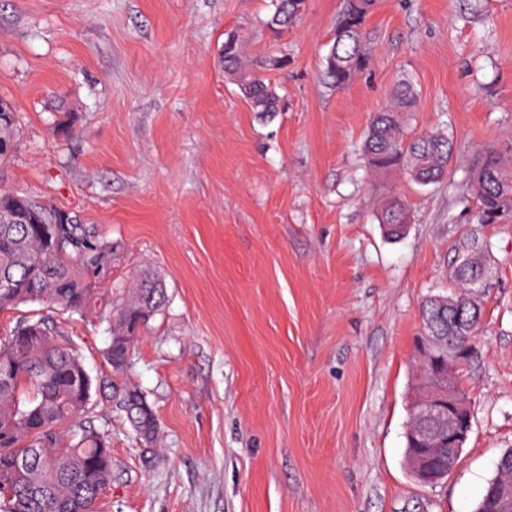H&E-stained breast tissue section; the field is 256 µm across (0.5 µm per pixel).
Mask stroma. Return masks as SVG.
Segmentation results:
<instances>
[{
	"instance_id": "stroma-1",
	"label": "stroma",
	"mask_w": 512,
	"mask_h": 512,
	"mask_svg": "<svg viewBox=\"0 0 512 512\" xmlns=\"http://www.w3.org/2000/svg\"><path fill=\"white\" fill-rule=\"evenodd\" d=\"M341 6L306 0L275 35L271 0H0V98L19 129L0 189L79 212L118 241L117 274L148 266L168 288L130 376L160 422L152 454L93 403L112 440L99 512H475L512 448V222L480 223L468 185L476 149L512 159V0H381L371 63L336 90ZM231 33L249 58L287 53L264 73L279 112L225 75ZM404 80L406 131L454 142L442 184L372 173L362 154ZM392 197L398 239L378 219ZM473 251L489 282L460 371L472 431L425 484L405 452L420 306ZM39 313L103 371L96 312ZM407 213L403 203L397 199L385 201L380 208V224H385L387 236L399 238L404 234L403 224H406Z\"/></svg>"
}]
</instances>
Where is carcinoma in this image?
<instances>
[{
    "instance_id": "obj_1",
    "label": "carcinoma",
    "mask_w": 512,
    "mask_h": 512,
    "mask_svg": "<svg viewBox=\"0 0 512 512\" xmlns=\"http://www.w3.org/2000/svg\"><path fill=\"white\" fill-rule=\"evenodd\" d=\"M379 0H343L333 44L325 57L326 83L348 85L369 63L367 21ZM305 0H274L265 26L278 34L303 12ZM243 51L235 36L224 41V73L234 77L255 112L278 111L279 96L258 70L284 66L288 57H261L242 67ZM417 93L405 81L391 102L374 114L363 151L371 170L398 169L420 184H436L448 175L452 143L441 133L413 136L401 114L414 109ZM16 112L0 98V162L17 148ZM469 184L477 198L479 219L497 224L512 215V163L491 147L474 155ZM406 208L397 199L380 208L386 234H404ZM119 244L86 223L73 210L45 203L18 191H0V312L26 304H46L79 313L101 300L109 341L102 350L110 374L92 377L80 357L58 340L56 327L29 316L0 338V512H97V503L112 482V448L108 430L95 423L90 404L96 392L109 411L129 423L144 451L159 437V421L143 392L125 381L134 363L140 332L167 301L165 281L145 267L125 277L114 273ZM475 271L454 270L457 291L436 295L421 306L424 326L453 344L472 343L480 328L479 294L471 284ZM470 321L459 329V319ZM432 463L448 470L447 439L429 449ZM512 486V449L505 451L497 473L484 489L476 512H494L492 501Z\"/></svg>"
}]
</instances>
